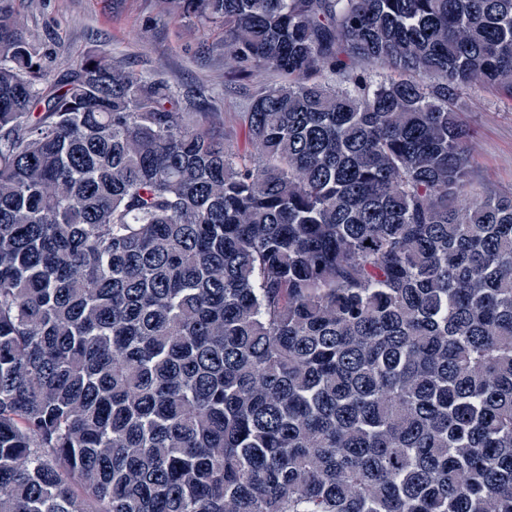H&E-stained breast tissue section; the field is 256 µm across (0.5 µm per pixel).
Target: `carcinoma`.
<instances>
[{
  "mask_svg": "<svg viewBox=\"0 0 512 512\" xmlns=\"http://www.w3.org/2000/svg\"><path fill=\"white\" fill-rule=\"evenodd\" d=\"M165 3L249 153L0 7V512H512V0ZM473 129L472 171L467 193L512 191V102L487 87L466 91Z\"/></svg>",
  "mask_w": 512,
  "mask_h": 512,
  "instance_id": "cac0c4a2",
  "label": "carcinoma"
}]
</instances>
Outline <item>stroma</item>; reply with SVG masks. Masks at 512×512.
<instances>
[{"instance_id": "obj_1", "label": "stroma", "mask_w": 512, "mask_h": 512, "mask_svg": "<svg viewBox=\"0 0 512 512\" xmlns=\"http://www.w3.org/2000/svg\"><path fill=\"white\" fill-rule=\"evenodd\" d=\"M27 38L49 56L52 76L76 67L89 51L114 65L170 81L191 107L221 113L229 143L248 148L235 121L273 76L229 81L221 27L167 15L163 0H7ZM206 88L210 97H199ZM473 130L467 192L512 191V100L487 87L466 91Z\"/></svg>"}]
</instances>
